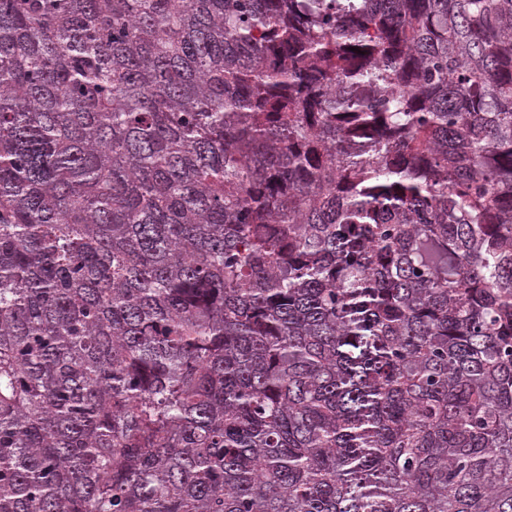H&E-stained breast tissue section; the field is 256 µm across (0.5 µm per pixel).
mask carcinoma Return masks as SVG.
<instances>
[{
    "label": "carcinoma",
    "mask_w": 512,
    "mask_h": 512,
    "mask_svg": "<svg viewBox=\"0 0 512 512\" xmlns=\"http://www.w3.org/2000/svg\"><path fill=\"white\" fill-rule=\"evenodd\" d=\"M0 512H512V0H0Z\"/></svg>",
    "instance_id": "obj_1"
}]
</instances>
